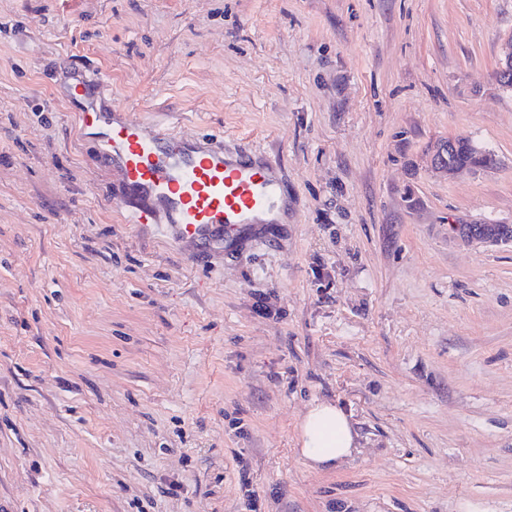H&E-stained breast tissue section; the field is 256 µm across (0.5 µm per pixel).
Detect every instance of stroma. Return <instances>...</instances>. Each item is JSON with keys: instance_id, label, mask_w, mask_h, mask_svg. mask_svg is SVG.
Returning <instances> with one entry per match:
<instances>
[{"instance_id": "stroma-1", "label": "stroma", "mask_w": 512, "mask_h": 512, "mask_svg": "<svg viewBox=\"0 0 512 512\" xmlns=\"http://www.w3.org/2000/svg\"><path fill=\"white\" fill-rule=\"evenodd\" d=\"M512 0H0V512H512ZM281 167L288 221L129 224L58 88ZM466 137L491 170L431 173ZM358 432L327 473L308 406ZM299 452L312 471H332L351 458L357 433L347 414L334 402L312 403L299 422Z\"/></svg>"}]
</instances>
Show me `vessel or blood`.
<instances>
[{
  "mask_svg": "<svg viewBox=\"0 0 512 512\" xmlns=\"http://www.w3.org/2000/svg\"><path fill=\"white\" fill-rule=\"evenodd\" d=\"M63 99L121 177L138 194L131 224H164L179 240L233 241L247 225L283 209L279 166L254 151L226 150L221 137H189L131 119L98 73L72 70Z\"/></svg>",
  "mask_w": 512,
  "mask_h": 512,
  "instance_id": "b4317fda",
  "label": "vessel or blood"
}]
</instances>
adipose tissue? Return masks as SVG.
I'll list each match as a JSON object with an SVG mask.
<instances>
[{
  "label": "adipose tissue",
  "instance_id": "adipose-tissue-1",
  "mask_svg": "<svg viewBox=\"0 0 512 512\" xmlns=\"http://www.w3.org/2000/svg\"><path fill=\"white\" fill-rule=\"evenodd\" d=\"M299 452L309 469L332 471L351 458L357 434L347 414L334 402L312 403L299 422Z\"/></svg>",
  "mask_w": 512,
  "mask_h": 512
}]
</instances>
